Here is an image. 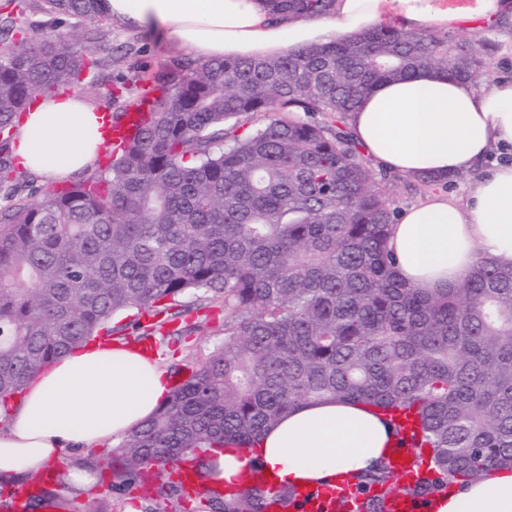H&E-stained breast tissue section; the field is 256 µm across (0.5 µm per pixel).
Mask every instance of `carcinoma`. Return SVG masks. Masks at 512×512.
Returning <instances> with one entry per match:
<instances>
[{
  "label": "carcinoma",
  "mask_w": 512,
  "mask_h": 512,
  "mask_svg": "<svg viewBox=\"0 0 512 512\" xmlns=\"http://www.w3.org/2000/svg\"><path fill=\"white\" fill-rule=\"evenodd\" d=\"M272 12L313 18L335 0H266ZM49 11L101 21L98 0H47ZM31 3L0 13V408L61 355L121 313L122 345L162 344L165 325L194 309L224 311V342L175 384L168 402L112 450L81 467L107 487L112 512L151 469L197 466L207 448H253L292 408L325 398L415 415V451L436 477L408 487L387 458L353 475L360 491L434 493L450 478L479 481L512 468V265L482 259L457 288L427 294L395 274L387 247L395 209L352 139L349 112L373 86L438 68L473 81L488 45L474 35L378 25L319 47L266 59L102 66L64 35L24 43ZM85 84L83 102L141 101L135 131L106 148L97 173L45 191L18 189L10 142L37 96ZM277 117L259 123L261 114ZM192 295L194 301L180 298ZM206 512H262L263 485L196 492ZM83 512L77 497L45 491Z\"/></svg>",
  "instance_id": "cac0c4a2"
}]
</instances>
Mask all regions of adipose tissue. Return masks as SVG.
<instances>
[{
  "label": "adipose tissue",
  "instance_id": "ef3b65f1",
  "mask_svg": "<svg viewBox=\"0 0 512 512\" xmlns=\"http://www.w3.org/2000/svg\"><path fill=\"white\" fill-rule=\"evenodd\" d=\"M120 26L176 41L200 61L276 57L326 45L380 24L447 31L493 25L512 0H336L330 15L297 19L269 13L265 0H100ZM374 166L413 179L480 177L467 199L431 190L392 225L388 245L398 276L426 291L462 282L483 256L512 264V81L489 90L421 70L376 85L348 116ZM106 145L98 113L79 94L42 97L22 117L13 148L22 168L60 181L95 169ZM174 384L154 355L92 342L38 374L0 431V478L50 474L90 492L93 478L65 457L117 447L167 403ZM395 436L362 404L327 398L288 412L253 449H225L202 473L205 487L237 486L249 460L278 485L333 483L389 455ZM435 512H512V470L474 483H451Z\"/></svg>",
  "mask_w": 512,
  "mask_h": 512
}]
</instances>
